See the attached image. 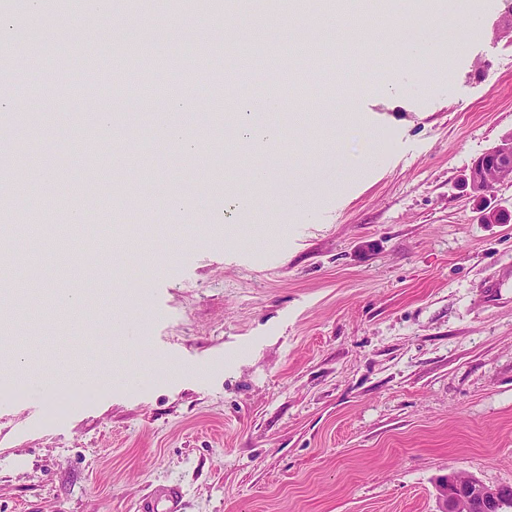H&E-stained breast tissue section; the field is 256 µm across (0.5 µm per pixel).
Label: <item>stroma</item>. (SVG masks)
Instances as JSON below:
<instances>
[{
    "mask_svg": "<svg viewBox=\"0 0 512 512\" xmlns=\"http://www.w3.org/2000/svg\"><path fill=\"white\" fill-rule=\"evenodd\" d=\"M503 0H452L448 32L467 18L470 39L452 55L412 68L392 63L384 42L363 36L392 84L358 99V128L330 119L336 88L298 60L301 105L260 116L276 135L266 152L239 150L223 130L217 91L237 51L211 61L186 46L221 38L227 22L250 36L267 0L225 11L219 0H166L140 9L109 0H44L37 39L16 47L15 0H0V56L9 80L0 110L20 124L0 142L25 144L39 179L0 183V252L16 247L18 197L39 200L80 187L125 217L135 238L178 236L149 257L115 246L105 258L36 250L42 297L75 268L99 270L84 312L101 327L36 311L28 352L62 379L81 369L96 388L54 398L25 391L0 363V512H138L162 488L180 486L175 512H438L436 487L451 471L512 486V221L486 224L485 204L512 211V181L486 199L457 179L512 133V41L494 23ZM153 18L163 55L177 60L186 103L164 101L101 123L102 106L76 96L85 62L114 52V27ZM50 61L35 79L20 56ZM180 130L161 137L158 114ZM152 144L138 153V139ZM153 171L149 187L132 178ZM259 186L237 182L251 168ZM253 196L239 210L225 184ZM199 200L174 211L170 196Z\"/></svg>",
    "mask_w": 512,
    "mask_h": 512,
    "instance_id": "obj_1",
    "label": "stroma"
}]
</instances>
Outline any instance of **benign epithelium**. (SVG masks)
I'll list each match as a JSON object with an SVG mask.
<instances>
[{
    "label": "benign epithelium",
    "mask_w": 512,
    "mask_h": 512,
    "mask_svg": "<svg viewBox=\"0 0 512 512\" xmlns=\"http://www.w3.org/2000/svg\"><path fill=\"white\" fill-rule=\"evenodd\" d=\"M494 156L490 165L474 161L459 177L468 194L482 198L488 186L497 183L512 169V133L502 137L500 143L488 150ZM440 512H506L512 509V489L490 487L473 476L461 477L452 472L438 485Z\"/></svg>",
    "instance_id": "1"
}]
</instances>
